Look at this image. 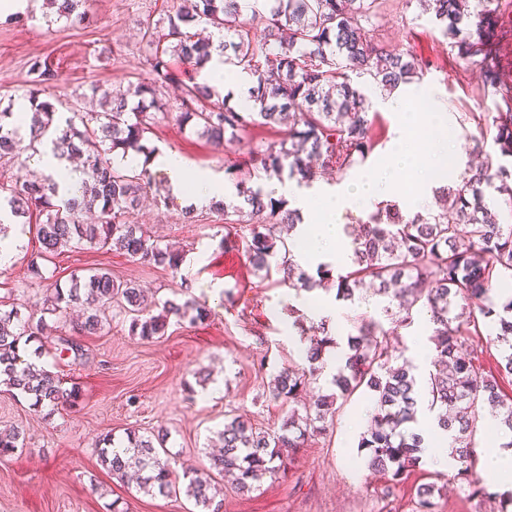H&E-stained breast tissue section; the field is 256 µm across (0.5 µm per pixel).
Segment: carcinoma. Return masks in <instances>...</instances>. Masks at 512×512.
<instances>
[{"label": "carcinoma", "mask_w": 512, "mask_h": 512, "mask_svg": "<svg viewBox=\"0 0 512 512\" xmlns=\"http://www.w3.org/2000/svg\"><path fill=\"white\" fill-rule=\"evenodd\" d=\"M59 19H83L85 0H43ZM495 0H421L431 10L444 36L454 41L460 55L482 56L485 90H500L501 74L493 55L502 15ZM385 0H181L163 26L147 27L142 35L150 52L152 78L129 84L125 90L92 89L99 110H71L65 119L41 92L59 81L45 61L29 62L31 108L28 137L14 126L13 105L0 110V156L21 158L39 152L51 138L59 156L83 160L85 178L78 194L59 198L51 177L38 182L16 180L7 205L15 217L33 211L44 217L38 224L40 247L28 262L31 278L47 280L42 261L82 243L99 244L143 263L181 270L183 255L160 246L138 224L123 221L153 186L147 166L118 165L115 159L144 155L149 160L157 148L147 146V134L159 117L173 118L180 126L205 138L216 148L241 140L255 124L286 129L279 148L251 150L246 161L250 175L235 184L243 205L224 209V223L249 227L245 252L254 269L296 290L336 287V298L352 300L370 287L384 299L382 317L360 314L353 318L354 332L339 342L326 321L307 322L293 309V325L308 339L299 360L277 371L270 386L273 399L288 405V415L277 430L262 429L240 415L227 414L221 432L223 448L209 457V470L177 475L167 454V434L140 435L132 430L122 440L124 452L113 449V439L102 438L98 457L112 476L122 480L131 470L138 474V490L147 495L175 496L181 492L194 500L196 512H220L213 493L216 477H231L240 493L250 492L263 476L276 475L282 449L302 448L308 439L326 431L336 415V403L358 389L372 393L371 422L359 448L373 472L399 483L421 464L424 438L411 424L417 422L419 388L414 367L389 347L391 331L412 323L417 306L426 310L433 331L429 337L433 370L427 378L429 411L437 427L452 443L449 454L458 462L453 480L471 498L498 501L493 512H512V494L488 490L475 471L477 453L471 438L485 419L483 410L512 433V397L503 383L512 381V298L497 303L496 291L512 281V227L500 223L494 208L496 196L512 198V169L501 162L512 158V99L507 111L495 117L493 142L496 157L468 168L453 185L440 190L439 212L427 218L406 217L379 209L366 224H357L351 238L352 270L333 274L326 263L316 274L296 272L294 245L281 237V228H299L300 214L285 199H267L262 188L249 185L252 176L270 179L283 171L310 184L316 178L313 161L320 160L339 174L363 162L372 149L369 136V102L350 74L367 78L388 94L423 76L422 61L397 48L374 42L365 23L376 16ZM203 18L224 34L215 46L192 33ZM252 78L248 99L240 110L226 100L211 104L216 91L189 77L181 79L178 65L196 67L213 49ZM166 83L181 87V98L171 106L160 97ZM97 214L88 224L85 216ZM129 316V332L152 338L165 335L170 321L196 322L209 309L187 294L162 302L156 315H144L142 290L117 281L107 269L74 277L62 288L46 289L44 315L21 319L11 310L0 313V385L21 396L35 411L52 414L76 399L75 390L62 386L51 369L26 360L27 346L54 332L46 315L79 310L75 335L57 337L60 353L73 360L83 356L80 336L98 334L110 323L112 302ZM488 330V343L501 350V360L485 366L467 350L469 336ZM341 357L332 375L336 391L303 400L309 380L326 367L329 353ZM24 447L18 429L0 432V455ZM435 485L419 491L417 512H436Z\"/></svg>", "instance_id": "cac0c4a2"}]
</instances>
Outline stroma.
Instances as JSON below:
<instances>
[{"label":"stroma","mask_w":512,"mask_h":512,"mask_svg":"<svg viewBox=\"0 0 512 512\" xmlns=\"http://www.w3.org/2000/svg\"><path fill=\"white\" fill-rule=\"evenodd\" d=\"M179 0H87L86 18L79 23L46 22L42 13L14 14L0 19V100L21 99L29 87L28 65L33 57L47 59L60 77L46 90V99L82 100L92 87L125 89L128 83L149 78L148 53L140 41L146 25L172 12ZM382 44L410 50L426 69L421 81L401 86L395 95L376 91L365 78L357 83L367 95L373 148L367 159L346 174H318L320 184L336 186L363 175L391 150L401 126L391 99L429 93L448 117L456 172L479 151L494 152L492 117L501 98L484 90L480 57H465L452 48L433 22L431 12L416 0H387L370 22ZM285 133L262 125L250 127L242 142L214 148L204 138L173 120L158 121L148 136L149 146L172 151L192 167L222 175L230 190L225 200L239 204L232 187L231 165L250 150L277 146ZM142 206L126 220L142 225L152 238L182 252L180 274L135 261L128 255L86 245L65 250L48 262L59 284L95 268L146 289L156 300L172 297L181 282L210 311L205 321L170 324L165 336L144 340L131 335L122 314H114L110 328L82 337L81 360L59 356L46 343L40 359L53 369L64 387L76 388L73 405L52 415L33 411L27 401L0 392V427L23 430L25 446L0 457V512H193L186 497L148 496L134 484L112 477L99 460V438H122L136 429L151 434L168 432L166 446L175 470L208 468L205 448L217 444L224 416L234 413L262 427L279 426L283 411L269 396L273 373L297 355L301 342L290 309L309 313L319 301L331 303L337 320L332 330L344 336L351 316H380L378 296L351 301L337 299L335 290L298 292L261 278L244 249L227 250L221 205L197 212L195 223L182 219V206L162 173ZM38 217L13 225L19 239L11 263L0 269V309L12 300L26 311L38 310L46 294L31 280L28 256L38 248ZM223 393L211 396L198 385V374ZM373 402L356 393L339 409L327 434L299 449L286 473L264 477L248 494L220 484L223 512H413L420 485L440 489L438 512H489V503L467 498L452 479L453 465L436 466L423 460L408 479L393 484L367 469L357 442L366 430Z\"/></svg>","instance_id":"1"}]
</instances>
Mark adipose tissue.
<instances>
[{
    "label": "adipose tissue",
    "mask_w": 512,
    "mask_h": 512,
    "mask_svg": "<svg viewBox=\"0 0 512 512\" xmlns=\"http://www.w3.org/2000/svg\"><path fill=\"white\" fill-rule=\"evenodd\" d=\"M149 166L154 171L164 173L172 193L187 201L193 209L205 208L224 199L223 178L206 169L187 168L183 159L174 152L154 154Z\"/></svg>",
    "instance_id": "adipose-tissue-1"
}]
</instances>
